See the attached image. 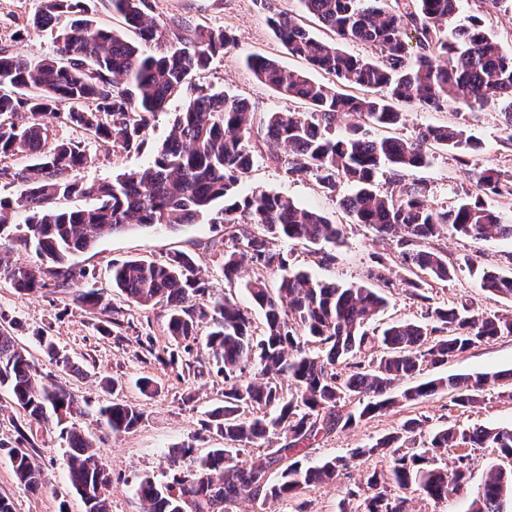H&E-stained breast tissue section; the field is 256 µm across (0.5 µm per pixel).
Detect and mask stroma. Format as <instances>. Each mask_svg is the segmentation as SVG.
I'll return each instance as SVG.
<instances>
[{"label":"stroma","instance_id":"35a3bbf8","mask_svg":"<svg viewBox=\"0 0 512 512\" xmlns=\"http://www.w3.org/2000/svg\"><path fill=\"white\" fill-rule=\"evenodd\" d=\"M152 5L154 17L165 29L163 38L153 45V52L165 51L174 43V31L181 23L227 28L235 35L234 46L216 55L206 70L197 73L196 83L245 98L260 112L305 111V104L277 94L261 83L246 65L248 56L260 54L289 69H308L304 60L290 55L274 36L267 22L269 10L262 9L258 0H152ZM40 6V0H0V49L25 57L53 54L52 34L33 24ZM191 98V92L186 89L175 93L163 112L152 120L146 143L138 151L113 153L110 145L62 122L53 123L49 141L53 144L71 139L84 142L89 161L70 171L72 181L81 184L109 181L152 160L155 150L167 138L176 115L185 110ZM469 130L481 140L482 150L470 158L468 164H460L453 154L438 150L428 167L413 173L414 178L429 183V201L433 205L476 195L478 189L472 173L480 167L494 165L512 170V146L504 140L496 106L480 112L477 119L471 121ZM261 150L262 158L256 159L241 182L243 192L266 191L287 196L302 206L328 214L344 229L337 261L330 266L318 263L310 244L275 241V248L287 253L290 268L307 271L320 280L359 284L366 282L371 258L379 254L387 259L393 271L405 274L406 265L396 243L376 238L365 226L350 223L339 207V197L351 190L349 184H338L335 195L331 196L324 193L310 175L284 179L265 158L269 145H262ZM223 232V225L211 223L209 217L203 216L173 230L156 226L116 233L98 240L92 249L79 254L76 258L78 267L93 273L94 285L101 289L105 300L120 308L123 324L119 327L108 323L104 316L85 311L71 295L46 289L22 296L10 282L0 279V313L12 320L19 344L29 350L41 371L53 372L37 341L38 335L44 334L55 341L75 366L74 371L68 373L55 372L57 381L85 400L89 409H96L105 397L101 380L114 378L122 384L119 400L135 405L143 412L137 427L117 434L98 426L91 416L79 423L80 429L94 441L99 463L112 476L108 493L111 512H141L135 484L143 475L166 482L172 473L167 459L171 449L189 444L196 455L202 456L224 445L221 437L204 428L209 412L224 403L223 377L213 372L198 378L182 377L177 369L163 360L164 351L171 348L169 338L163 333L164 309L142 307L127 301L112 286V265L129 259L159 261L177 251L194 254L211 293L232 297L248 313L254 329L263 330L262 313L253 307L249 296L237 284L224 280L206 248L209 241ZM429 245L446 250L449 259L456 262L451 279L434 289L435 304L450 307L466 303L482 311L512 315V302L482 290L464 263L465 257L469 256L484 268L512 269V240L492 238L476 243L450 232L430 240ZM510 370L512 336L498 338L450 358L441 367L421 372L416 377L417 382L452 374L499 372L503 378L489 386L480 402L471 408L455 405L452 395L443 392L376 416L354 428L336 429L319 439L310 449L309 458L317 461L349 454L353 449L398 431L406 419L413 417H428L433 427L459 429L511 424L512 380L506 377ZM143 376L155 381L156 394L147 396L140 391L136 381ZM17 413L18 408L9 394L1 390L0 495L11 498L15 512H58V504L63 500L67 501L70 512H84L79 496L68 484L64 466L67 444L60 439L56 429L40 431L36 442L42 489L30 492L17 484L7 454L16 439L9 420ZM471 456L470 491L450 494L448 499L440 502L414 495L411 502L414 512H470L471 490L482 484L488 469L512 467V461L501 457L495 448H475Z\"/></svg>","mask_w":512,"mask_h":512}]
</instances>
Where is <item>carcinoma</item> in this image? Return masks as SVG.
I'll return each mask as SVG.
<instances>
[{
    "label": "carcinoma",
    "instance_id": "cac0c4a2",
    "mask_svg": "<svg viewBox=\"0 0 512 512\" xmlns=\"http://www.w3.org/2000/svg\"><path fill=\"white\" fill-rule=\"evenodd\" d=\"M137 35L97 26L85 0H42L34 24L55 34L56 54L24 57L0 51V160L22 153L28 163L18 172L0 168V178L17 184L13 198L0 197V240L34 254V265L0 263V278L22 295L49 286L71 290L73 300L120 324L117 307L94 288L73 286L86 277L72 258L104 237L137 225L175 227L191 224L222 201L224 238L213 248L218 269L230 283L239 280L264 312L262 336L255 337L252 320L229 297L208 295L195 256L178 252L164 261L132 259L112 265V287L141 307L160 305L167 315L164 332L176 349L170 361L193 355L198 328L211 325L205 346L216 373L224 377V405L212 410L206 430L224 438V447L203 457L190 446L173 457L190 458V465L157 483L140 478L136 495L142 512H233L239 501L300 498L317 483L351 478L357 461L389 455L385 472H373L346 488L345 498L358 500L354 510L340 512H409V498L391 488L412 489L439 502L451 493L469 490V453L442 462L449 448H497L512 457V425L428 427V419L413 417L399 431L316 463L308 449L336 428H351L382 415L399 404L450 391L460 407H469L491 382L512 378V372L442 376L394 388L426 367L437 368L448 358L512 336V317L479 312L466 304H433V284L455 272L443 249L424 243L448 230L474 242L493 237L512 239V222L490 205L512 200V173L496 166L476 171L479 194L450 205L428 204L424 182L402 183L407 172L430 164L431 151L441 149L465 164L481 150V142L464 126H427L402 138L397 130L404 109L438 110L453 101L461 113L490 104H504L502 124L512 142V53L501 37L487 31L479 15L445 27L458 0H297L299 11L274 12L268 24L288 53L335 78L325 83L303 72L290 71L262 55L247 66L276 93L304 102L306 112H268L254 123L250 104L224 91L199 89L179 113L168 138L146 166L110 182L78 184L68 172L87 163L85 146L69 140L45 149L49 122L64 120L112 146L137 150L146 141L150 120L193 75L206 69L213 56L235 43L227 29L198 25L178 44L161 53L148 46L163 37L151 15L150 0H105ZM311 17L330 32L314 35L303 23ZM344 43L374 48L380 60L348 53ZM346 123L345 132L335 133ZM261 138L285 148L267 160L286 178L308 174L322 189L336 192L338 183L353 192L339 205L353 224L378 237L396 239L409 276L399 281L385 274L381 255L370 271L371 284L320 281L305 271H287L288 255L272 248L273 240L314 246L318 263L337 259L335 248L343 228L327 215L305 208L287 196L243 193L240 184L253 166L251 142ZM386 170L398 188L377 191L376 175ZM88 196L95 204L62 208L59 202ZM18 210L28 212L13 222ZM254 275L240 280L244 266ZM281 271L271 288L266 273ZM480 285L493 295L512 300V271L471 266ZM403 286L409 298L425 308L422 321H395L371 327L387 305L386 291ZM55 367L74 370L70 358L53 342L40 337ZM254 376H249V373ZM43 372L0 328V389L8 391L23 411L19 437L29 442L36 431L53 425L67 442V478L80 496L84 512H109L107 493L112 476L103 469L94 444L76 426L89 411L70 389L43 382ZM294 385L286 394L282 380ZM355 408L345 411L347 402ZM96 422L121 433L137 426L143 413L112 399L96 410ZM247 462L241 449L262 448ZM36 448L12 447L9 461L18 485L28 491L43 487L35 463ZM277 466L278 475L269 469ZM512 491V470L492 469L477 488L472 512H505L504 494Z\"/></svg>",
    "mask_w": 512,
    "mask_h": 512
}]
</instances>
